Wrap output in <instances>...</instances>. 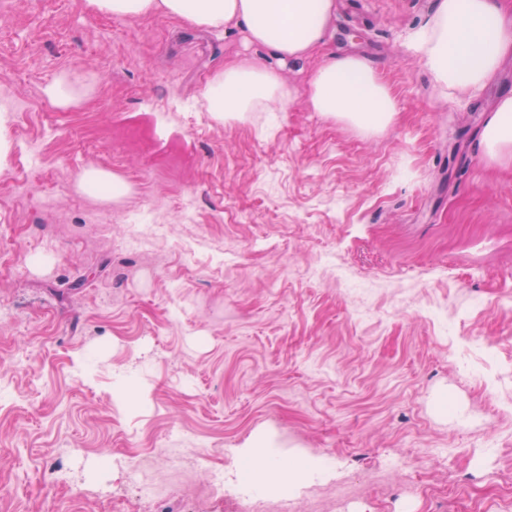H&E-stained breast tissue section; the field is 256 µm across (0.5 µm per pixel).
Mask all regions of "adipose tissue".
I'll use <instances>...</instances> for the list:
<instances>
[{"label": "adipose tissue", "instance_id": "ef3b65f1", "mask_svg": "<svg viewBox=\"0 0 512 512\" xmlns=\"http://www.w3.org/2000/svg\"><path fill=\"white\" fill-rule=\"evenodd\" d=\"M91 8L116 19L155 12L190 26L219 32L240 28L246 41L266 49L268 59L245 57L227 64L208 81L207 109L219 119L249 112L287 111L296 97L282 70L327 43L336 0H89ZM412 48L443 91L461 95L481 90L512 52V22L502 0H437ZM310 111L373 133L397 112L389 89L357 56L329 54L312 74L306 96ZM478 149L491 161L512 157V95L504 96L487 119ZM283 463L270 453L237 456L240 489L280 490Z\"/></svg>", "mask_w": 512, "mask_h": 512}]
</instances>
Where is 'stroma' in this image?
<instances>
[{
  "mask_svg": "<svg viewBox=\"0 0 512 512\" xmlns=\"http://www.w3.org/2000/svg\"><path fill=\"white\" fill-rule=\"evenodd\" d=\"M435 5L337 0L330 50L397 103L368 136L300 98L274 120L215 119L207 80L256 52L237 31L0 0V96L32 104L8 140L42 147L40 173L15 150L0 169V512H99L104 495L228 512L212 475L234 481L256 436L288 464L334 455L296 486L304 508L512 512L470 453L512 472V162L477 148L512 53L476 94L440 95L409 41ZM64 71L90 89L66 110L42 94ZM149 112L165 115L156 171ZM89 168L127 194L81 192ZM159 200L162 243L121 249ZM166 446L183 454L143 496L117 453ZM406 454L413 470L386 472Z\"/></svg>",
  "mask_w": 512,
  "mask_h": 512,
  "instance_id": "1",
  "label": "stroma"
}]
</instances>
